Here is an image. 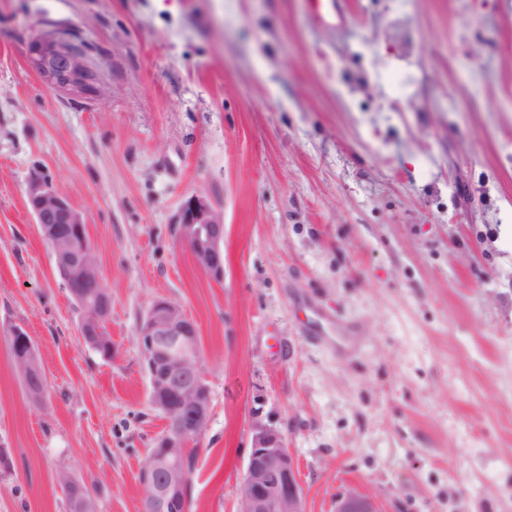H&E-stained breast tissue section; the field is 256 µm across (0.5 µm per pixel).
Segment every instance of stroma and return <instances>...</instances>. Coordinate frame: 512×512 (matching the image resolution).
Masks as SVG:
<instances>
[{"mask_svg": "<svg viewBox=\"0 0 512 512\" xmlns=\"http://www.w3.org/2000/svg\"><path fill=\"white\" fill-rule=\"evenodd\" d=\"M60 30L88 94L28 61ZM81 214L112 297L103 359L27 187ZM224 212L222 279L177 245ZM169 300L210 393L190 512H237L253 426L285 434L307 512H512V0H0V512H141L166 425L137 336ZM44 378L31 399L6 338ZM176 242L186 246L198 265L214 278L224 274L222 245L224 242V214L204 193L189 195L178 208ZM12 343L27 345V347L31 350L30 355L27 359L20 361L19 370L20 374L24 379L30 378L31 375L34 374V371H39L36 363V359L38 360L35 347L30 339L21 329L14 328L11 330L9 336H7ZM335 512H379V510L371 497L350 491L336 499Z\"/></svg>", "mask_w": 512, "mask_h": 512, "instance_id": "35a3bbf8", "label": "stroma"}]
</instances>
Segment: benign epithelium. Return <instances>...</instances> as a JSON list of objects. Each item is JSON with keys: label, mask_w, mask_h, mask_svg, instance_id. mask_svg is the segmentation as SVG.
I'll return each mask as SVG.
<instances>
[{"label": "benign epithelium", "mask_w": 512, "mask_h": 512, "mask_svg": "<svg viewBox=\"0 0 512 512\" xmlns=\"http://www.w3.org/2000/svg\"><path fill=\"white\" fill-rule=\"evenodd\" d=\"M29 62L43 82L55 90L84 92L94 79L85 48L66 33L34 38L29 46ZM28 201L44 239L52 248L62 282L79 278L97 289L95 302L83 306L92 317L82 319L80 335L84 339L101 335L99 325L110 315L111 295L91 260L90 249H76L71 232L61 228L71 224L82 235L86 228L83 218L39 172L29 178ZM174 224L177 244L187 247L198 265L211 276L222 277L223 212L206 194L195 192L178 208ZM195 336L191 319L167 300L154 301L140 326L138 345L152 387L153 403L165 412L167 420L165 431L139 474L144 490L142 512H166L172 493L185 489L187 471L181 467V461L194 442L201 439L207 425L210 396ZM9 340L30 349V355L19 363L22 377L30 378L38 370L30 337L14 328ZM238 498V512H307L296 463L279 428L255 424ZM335 512L379 510L371 497L350 491L336 499Z\"/></svg>", "instance_id": "1"}]
</instances>
